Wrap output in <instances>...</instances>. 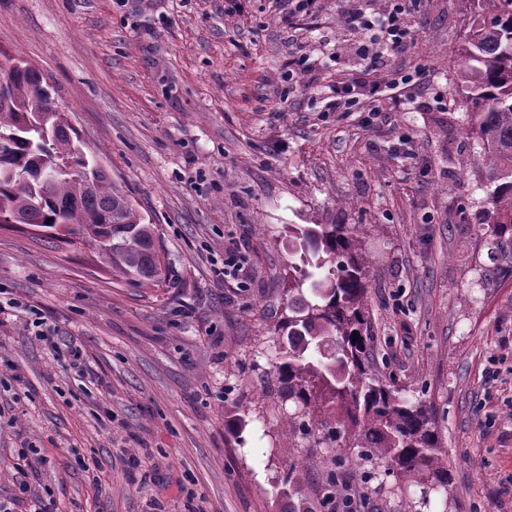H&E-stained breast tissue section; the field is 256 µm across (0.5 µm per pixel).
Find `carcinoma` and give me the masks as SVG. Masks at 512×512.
<instances>
[{
  "mask_svg": "<svg viewBox=\"0 0 512 512\" xmlns=\"http://www.w3.org/2000/svg\"><path fill=\"white\" fill-rule=\"evenodd\" d=\"M457 46L458 88L472 105L467 133L485 148L495 187L491 234L512 273V0H472ZM0 224L20 215L31 226L84 241L116 276L147 286L164 262L157 226L145 222L129 194L80 146L77 129L58 109L53 87L34 64L0 49ZM360 227L288 225V301L277 325L276 374L297 406L285 447L296 434L318 432L330 448H357L358 458L401 478L446 486L439 436L425 409L374 373L367 332L368 261Z\"/></svg>",
  "mask_w": 512,
  "mask_h": 512,
  "instance_id": "cac0c4a2",
  "label": "carcinoma"
}]
</instances>
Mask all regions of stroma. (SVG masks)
Wrapping results in <instances>:
<instances>
[{"mask_svg":"<svg viewBox=\"0 0 512 512\" xmlns=\"http://www.w3.org/2000/svg\"><path fill=\"white\" fill-rule=\"evenodd\" d=\"M390 0H0V47L42 69L83 151L156 224L157 286L90 247L0 226V506L8 512H512V276L455 87L471 0H410L408 48L360 52ZM411 75L377 112L337 83ZM292 224H356L383 380L448 464L422 490L313 439L284 448L274 326ZM245 258L220 273L224 252ZM247 420L231 431L227 420ZM290 496H283L285 481ZM364 86L360 83H343L336 85V112H351L352 108L363 104Z\"/></svg>","mask_w":512,"mask_h":512,"instance_id":"1","label":"stroma"}]
</instances>
